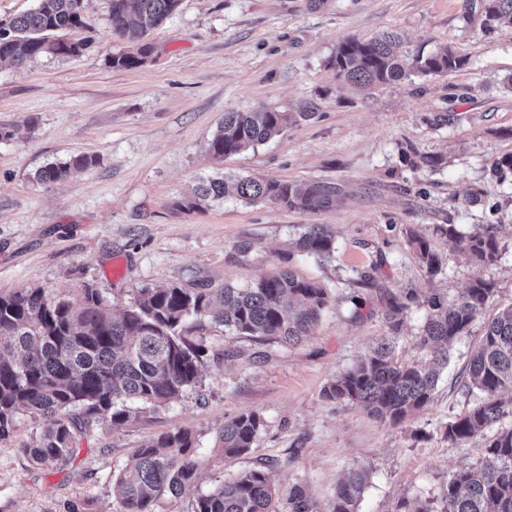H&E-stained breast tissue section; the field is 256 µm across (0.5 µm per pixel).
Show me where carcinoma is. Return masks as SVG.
Segmentation results:
<instances>
[{
  "label": "carcinoma",
  "mask_w": 512,
  "mask_h": 512,
  "mask_svg": "<svg viewBox=\"0 0 512 512\" xmlns=\"http://www.w3.org/2000/svg\"><path fill=\"white\" fill-rule=\"evenodd\" d=\"M180 0H108L112 29L130 43V49L112 55L115 69L140 66L152 52L146 35L178 8ZM465 13H478L481 28L490 33L512 21V0H463ZM89 27L83 0H36L29 12L0 22V62L17 65L44 54L78 57L89 45L67 47L49 35ZM401 37L383 33L370 41L349 38L330 59L336 77L360 89L397 83L415 75H446L463 68L465 57L450 46L430 53L417 52L406 67ZM311 117L309 112H226L208 145L215 158L241 153L264 143L288 127ZM413 168H442L440 155L413 149L403 152ZM94 155L79 154L66 162L49 164L34 174L39 183L67 178L96 165ZM491 174L512 178V153L494 163ZM233 192L246 202L266 201L287 209L315 210L333 202L331 188L278 179L225 178L203 182L197 202L222 199ZM434 234L448 239L477 264L491 265L500 255L498 228L474 224L461 232L455 224H438ZM408 243L419 265L430 277L441 272L440 256L429 239L413 231ZM296 249L323 257L335 251V237L323 224H308ZM359 280L377 290L386 318L397 317L422 302L426 321L418 336L432 363H401L394 355L393 338H383L354 366L336 376L325 397L364 407L378 420L398 425L427 407L436 389L437 368L448 365L450 347L467 335L496 293L491 280L477 279L453 302L439 293L419 300L412 288L392 294L364 271ZM329 303L326 288L280 269L260 277L247 288H146L121 314L97 289L86 287L75 299L52 300L38 288L0 294V439L10 436L20 417L46 420L40 433L21 448L35 465L49 468L68 457L77 436L96 425L112 428L136 417L130 406L139 402L159 408L180 399L198 386L206 352L203 337H189L220 328L239 336L293 345L308 336ZM465 388L478 400L445 425L444 436L455 444L486 438L488 462L461 469L448 479L444 512H512V306L484 322L469 358ZM263 425L256 412L242 413L226 422L219 433L214 459L246 454ZM203 463L193 435L175 430L159 435L136 449L115 476L112 491L120 512H155L163 496L180 497L198 483ZM369 472L356 469L338 483L330 512H357ZM192 512H279L275 489L263 469H250L201 492Z\"/></svg>",
  "instance_id": "1"
}]
</instances>
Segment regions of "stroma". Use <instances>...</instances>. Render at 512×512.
Masks as SVG:
<instances>
[{"instance_id": "obj_1", "label": "stroma", "mask_w": 512, "mask_h": 512, "mask_svg": "<svg viewBox=\"0 0 512 512\" xmlns=\"http://www.w3.org/2000/svg\"><path fill=\"white\" fill-rule=\"evenodd\" d=\"M85 10L90 27L79 36L90 45L81 56L0 63V126L14 132L0 140V293L38 288L73 298L89 285L118 313L145 288H245L289 268L327 288L330 303L293 346L207 332L199 387L168 406L139 408L127 424L88 428L75 454L53 467L22 454L43 425L22 416L0 441V512H119L113 476L136 448L177 429L196 439L201 478L180 497H161L155 512H192L199 492L252 468L269 473L281 512H290L297 488L312 512H327L340 479L358 467L370 473L358 512L402 504L442 512L451 474L486 459L481 439L444 437L445 424L474 403L463 383L482 321L454 344L433 402L402 424L329 401L324 390L391 334L400 361L429 359L418 345L424 307L404 311L395 333L383 308L355 317V300H376L358 284L360 272L395 294L437 289L452 299L489 279L497 288L490 312L512 304V183L489 175L512 153V88L503 84L512 75V23L485 34L479 19L464 17L462 0H328L319 9L308 0H181L150 32L152 56L117 70L109 58L127 44L112 31L107 0H85ZM385 30L413 52L452 46L467 64L366 92L337 79V46ZM265 109L310 118L239 154H209L225 113ZM409 144L443 156L444 167L404 165ZM80 153L97 164L34 181L37 169ZM224 176L321 183L336 197L312 211L232 196L188 208L200 183ZM448 223L465 232L497 225L499 261L470 262L433 235ZM307 224L332 229V257L291 248ZM411 230L430 236L440 254L437 277L410 252ZM247 412L263 420L252 448L214 461L225 421Z\"/></svg>"}]
</instances>
